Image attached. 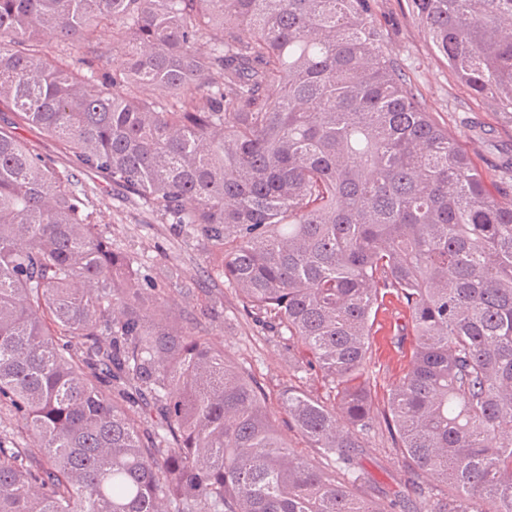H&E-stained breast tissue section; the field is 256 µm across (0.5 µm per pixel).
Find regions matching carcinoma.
<instances>
[{"instance_id": "1", "label": "carcinoma", "mask_w": 512, "mask_h": 512, "mask_svg": "<svg viewBox=\"0 0 512 512\" xmlns=\"http://www.w3.org/2000/svg\"><path fill=\"white\" fill-rule=\"evenodd\" d=\"M512 122V0H407ZM374 0H0V512H394L353 450L384 293L408 371L384 421L413 512H512V196L491 193L392 57ZM112 28L122 68L99 66ZM52 45L54 49L46 50ZM193 86L196 94L183 90ZM32 126L202 242L210 270L337 390L257 382L182 318L174 274L112 245Z\"/></svg>"}]
</instances>
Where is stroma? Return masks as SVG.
<instances>
[{"instance_id":"1","label":"stroma","mask_w":512,"mask_h":512,"mask_svg":"<svg viewBox=\"0 0 512 512\" xmlns=\"http://www.w3.org/2000/svg\"><path fill=\"white\" fill-rule=\"evenodd\" d=\"M374 21L393 57L410 76L434 120L447 127L474 166L484 175L491 192L512 191V171L505 169L504 156L512 155V126L505 123L494 104L476 99L458 81L447 65L436 58L424 32L407 14L406 0H377ZM18 136L33 146L39 156L61 170L74 172L82 184L96 190L98 222L113 244L140 256L148 266L173 265L181 273L180 288L172 292V310L200 307L218 300L224 304V318L207 324L212 342L266 392V405L279 412V395L293 385L318 400L329 399L328 384L316 374L295 371L300 350L268 338L242 310L233 288L209 277V262L201 245L184 237L171 224L161 223L155 214L137 205L131 194L112 185L103 174L80 168L54 139L39 129L18 128ZM406 311L396 297L384 296L372 329L371 348L365 365L376 412H384L391 388L406 373L414 339L402 335ZM354 458L368 477L366 495L375 502L406 505L449 495L444 483L427 479L413 486L399 450L386 429L369 435Z\"/></svg>"}]
</instances>
